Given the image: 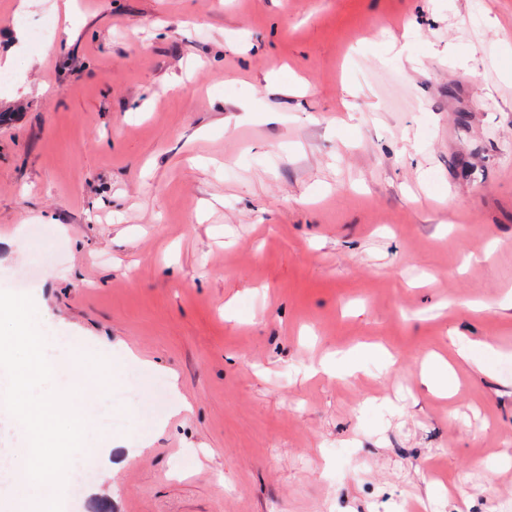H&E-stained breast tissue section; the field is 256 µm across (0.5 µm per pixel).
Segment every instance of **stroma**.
I'll list each match as a JSON object with an SVG mask.
<instances>
[{"mask_svg": "<svg viewBox=\"0 0 512 512\" xmlns=\"http://www.w3.org/2000/svg\"><path fill=\"white\" fill-rule=\"evenodd\" d=\"M44 2L0 0V290L120 375L63 512L512 503V0Z\"/></svg>", "mask_w": 512, "mask_h": 512, "instance_id": "stroma-1", "label": "stroma"}]
</instances>
